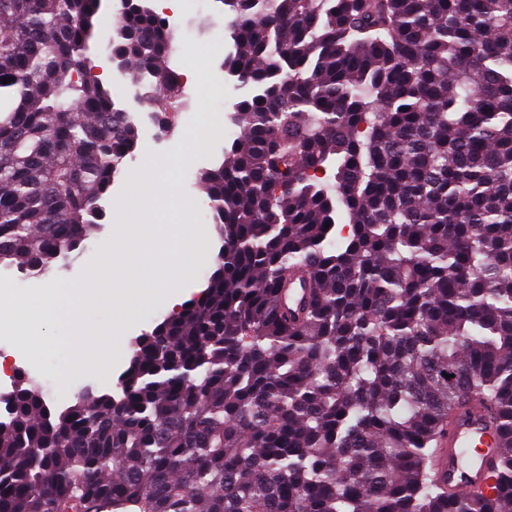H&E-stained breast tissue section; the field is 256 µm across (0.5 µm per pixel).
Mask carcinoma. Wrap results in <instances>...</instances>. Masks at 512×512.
<instances>
[{"label":"carcinoma","mask_w":512,"mask_h":512,"mask_svg":"<svg viewBox=\"0 0 512 512\" xmlns=\"http://www.w3.org/2000/svg\"><path fill=\"white\" fill-rule=\"evenodd\" d=\"M99 2L0 0V265L26 277L84 251L139 139L74 77ZM219 2L243 94L199 174L216 269L116 393L15 385L0 512H512V0ZM173 39L126 7L105 54L158 103ZM470 401L499 480L450 497L430 464Z\"/></svg>","instance_id":"obj_1"}]
</instances>
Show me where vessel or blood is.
<instances>
[{
    "label": "vessel or blood",
    "mask_w": 512,
    "mask_h": 512,
    "mask_svg": "<svg viewBox=\"0 0 512 512\" xmlns=\"http://www.w3.org/2000/svg\"><path fill=\"white\" fill-rule=\"evenodd\" d=\"M497 443L488 412L479 406L458 410L448 422L432 465L434 479L449 492H484L495 480L491 460Z\"/></svg>",
    "instance_id": "b4317fda"
}]
</instances>
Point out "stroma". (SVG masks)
<instances>
[{
  "label": "stroma",
  "instance_id": "obj_1",
  "mask_svg": "<svg viewBox=\"0 0 512 512\" xmlns=\"http://www.w3.org/2000/svg\"><path fill=\"white\" fill-rule=\"evenodd\" d=\"M179 12L185 35L197 40L221 36L229 30L231 16L225 13L220 0H182ZM188 70L199 82L218 81L223 83L227 98L203 96L197 99L192 108L180 113L176 121L188 128L191 135H204L205 147L185 145L177 172V190L191 204V223L203 226L207 242L212 252H220L222 242L217 226L213 223L207 203V195L198 181V174L211 169L224 159V149L235 139L238 131L232 122V104L240 96L221 67L220 59L204 61L192 56L188 59ZM113 221L108 217L104 223L91 228L86 249L71 261L58 264L47 276L33 279L24 278L17 267H9L8 272L15 281L12 289L17 299H24L29 291L41 290L47 283L67 288L80 283L88 270L98 265L104 251L112 244ZM0 357L6 360L4 374L0 375V394L11 392L15 384L17 369L39 382L47 401L62 408L75 402L78 395L93 390L100 395L115 390L126 361H119L107 368L93 365L79 366L74 362L70 345L56 341L45 349L39 357L26 355L15 340L0 334Z\"/></svg>",
  "mask_w": 512,
  "mask_h": 512
}]
</instances>
